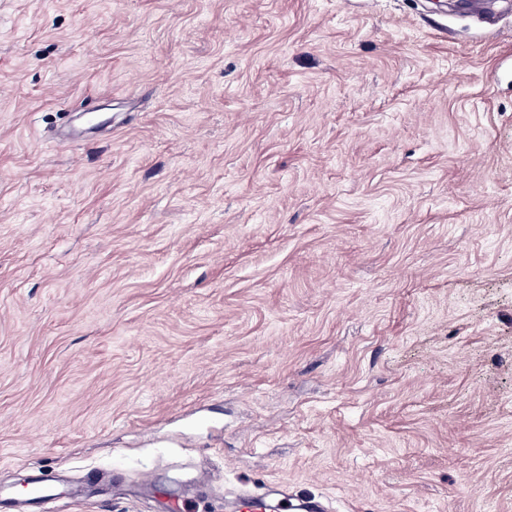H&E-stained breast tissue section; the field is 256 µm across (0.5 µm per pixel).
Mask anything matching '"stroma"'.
<instances>
[{
  "mask_svg": "<svg viewBox=\"0 0 512 512\" xmlns=\"http://www.w3.org/2000/svg\"><path fill=\"white\" fill-rule=\"evenodd\" d=\"M51 512H512V0H0V483ZM61 497L58 486L41 472L31 475L28 488L23 496H18L14 490L6 485H0V507L8 510H21L9 512H30L39 505ZM19 505V508L15 507Z\"/></svg>",
  "mask_w": 512,
  "mask_h": 512,
  "instance_id": "35a3bbf8",
  "label": "stroma"
}]
</instances>
